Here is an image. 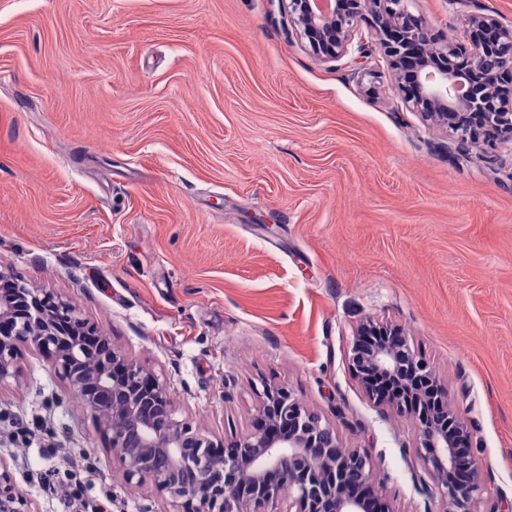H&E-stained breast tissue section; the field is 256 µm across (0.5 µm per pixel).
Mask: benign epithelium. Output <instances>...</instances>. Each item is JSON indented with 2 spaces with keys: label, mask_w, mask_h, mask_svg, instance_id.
<instances>
[{
  "label": "benign epithelium",
  "mask_w": 512,
  "mask_h": 512,
  "mask_svg": "<svg viewBox=\"0 0 512 512\" xmlns=\"http://www.w3.org/2000/svg\"><path fill=\"white\" fill-rule=\"evenodd\" d=\"M414 2L289 0L288 23L314 56L353 68L360 82L371 75L367 59H384L406 109L453 133L463 155L512 145V87L498 84V73L512 69V27L463 0L472 7L464 35L448 42L410 10ZM22 345L45 356L81 400L126 482L151 484L170 512H267L285 493V512H399L375 482L367 451L342 447L335 426L286 386L265 384L251 428L217 440L180 418L168 382L117 350L74 303L16 283L0 290V385L15 376ZM348 364L375 407L412 421L443 512H474L483 465L436 371L398 329L373 319L353 330ZM381 375L394 377L401 395L377 392ZM0 512H32L1 464Z\"/></svg>",
  "instance_id": "1"
}]
</instances>
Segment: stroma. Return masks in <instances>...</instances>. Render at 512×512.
I'll list each match as a JSON object with an SVG mask.
<instances>
[{"label":"stroma","instance_id":"35a3bbf8","mask_svg":"<svg viewBox=\"0 0 512 512\" xmlns=\"http://www.w3.org/2000/svg\"><path fill=\"white\" fill-rule=\"evenodd\" d=\"M413 11L450 38L464 13ZM370 67L371 90L317 60L288 0H0V267L71 300L207 434L244 431L276 382L368 451L399 512H442L412 423L348 367L355 326L390 322L471 421L493 512L512 505V154L462 156ZM0 463L33 512L74 481L110 512L168 508L27 348Z\"/></svg>","mask_w":512,"mask_h":512}]
</instances>
